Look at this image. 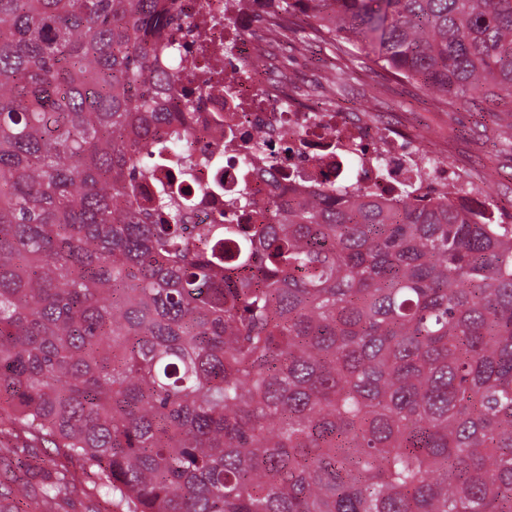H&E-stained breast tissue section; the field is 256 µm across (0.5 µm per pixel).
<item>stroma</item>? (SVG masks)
<instances>
[{"instance_id": "obj_1", "label": "stroma", "mask_w": 512, "mask_h": 512, "mask_svg": "<svg viewBox=\"0 0 512 512\" xmlns=\"http://www.w3.org/2000/svg\"><path fill=\"white\" fill-rule=\"evenodd\" d=\"M333 62L328 52L310 48L284 52L280 67L311 85V98L326 102L349 121H366L397 134L406 144H419L426 155L447 160L449 168L476 189L496 217L512 224V101H499L501 121L485 118L481 97L446 105L420 84L393 75L372 62L356 63L355 79L345 88L324 85ZM43 444L0 434V487L25 497V474L9 463L18 457H41Z\"/></svg>"}]
</instances>
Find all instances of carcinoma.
Segmentation results:
<instances>
[{
  "mask_svg": "<svg viewBox=\"0 0 512 512\" xmlns=\"http://www.w3.org/2000/svg\"><path fill=\"white\" fill-rule=\"evenodd\" d=\"M256 57L319 43L454 104L512 98V0H269ZM169 0H0V423L65 512H512V224L461 185L325 179L255 224L146 185L178 78ZM76 463L70 469L58 462ZM80 489H83L88 497L82 492L72 496V505L68 508V512H88L87 508L96 510L102 503L103 492L94 488L93 482L88 479Z\"/></svg>",
  "mask_w": 512,
  "mask_h": 512,
  "instance_id": "carcinoma-1",
  "label": "carcinoma"
}]
</instances>
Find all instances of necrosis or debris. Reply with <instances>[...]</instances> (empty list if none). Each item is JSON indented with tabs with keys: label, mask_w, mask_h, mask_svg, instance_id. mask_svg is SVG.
Returning <instances> with one entry per match:
<instances>
[{
	"label": "necrosis or debris",
	"mask_w": 512,
	"mask_h": 512,
	"mask_svg": "<svg viewBox=\"0 0 512 512\" xmlns=\"http://www.w3.org/2000/svg\"><path fill=\"white\" fill-rule=\"evenodd\" d=\"M172 6L187 25L207 20V42L216 49H228L234 62L251 60L257 42L251 30L260 13L250 0L236 6V26L242 32L233 45L224 43V11L227 0H171ZM189 139L202 158L189 174L171 164L153 169L150 189L163 188L193 200L189 221L210 223L221 211L227 198L236 196L242 185H249L257 203L267 201L274 187H287L294 168H302L309 185L322 182L324 172L342 165L345 152L361 146L358 156L357 183H364L374 170L375 154H383L391 180L401 181L412 174L411 160L417 150L404 149L393 135L373 127L350 123L333 112H315L293 96L287 85L279 83L270 70L256 68L236 78L225 87L223 75L212 77V86L196 98L194 114L188 126ZM301 136L300 153L284 155L274 148L286 133ZM260 135L271 150L260 159L265 176L243 165L242 150L247 137Z\"/></svg>",
	"instance_id": "necrosis-or-debris-1"
}]
</instances>
